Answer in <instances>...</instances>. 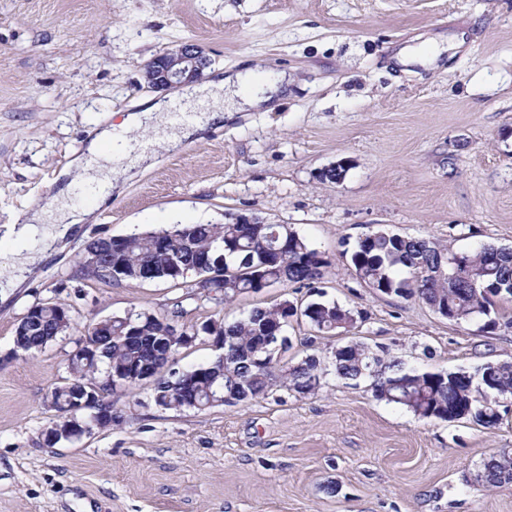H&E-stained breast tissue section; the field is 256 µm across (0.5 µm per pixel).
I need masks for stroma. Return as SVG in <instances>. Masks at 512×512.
Returning <instances> with one entry per match:
<instances>
[{
  "label": "stroma",
  "mask_w": 512,
  "mask_h": 512,
  "mask_svg": "<svg viewBox=\"0 0 512 512\" xmlns=\"http://www.w3.org/2000/svg\"><path fill=\"white\" fill-rule=\"evenodd\" d=\"M456 53L404 71L394 54L416 37ZM210 59L204 79L252 67L292 82L270 112L236 114L173 150L163 131H133L157 163L105 203L58 176L97 125L152 96L141 70L183 43ZM341 182L319 180L339 160ZM49 215L89 207L61 238L40 225L0 237V512H512V483L489 484L483 464L512 448V413L488 430L421 419L377 400L369 381L326 375L302 396L275 388L247 404L204 411L155 405L143 383L113 393L120 423L48 445L56 418L44 397L66 377L76 332L132 310L183 300V325L316 293L352 312L353 328L317 336L304 317L287 328L286 360L328 359L355 339L421 371H474L512 361V306L495 330L451 321L418 297L367 288L345 243L376 229L470 253L512 247V0H0V228L30 201ZM287 224L330 264L318 290L273 286L222 305L188 280L128 286L85 279L86 245L226 214ZM67 304L74 334L27 358L15 328L36 304Z\"/></svg>",
  "instance_id": "obj_1"
}]
</instances>
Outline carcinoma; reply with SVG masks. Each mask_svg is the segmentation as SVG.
<instances>
[{
	"instance_id": "cac0c4a2",
	"label": "carcinoma",
	"mask_w": 512,
	"mask_h": 512,
	"mask_svg": "<svg viewBox=\"0 0 512 512\" xmlns=\"http://www.w3.org/2000/svg\"><path fill=\"white\" fill-rule=\"evenodd\" d=\"M260 236L277 235L288 239V251L277 255L257 245L240 232L236 224H174L169 228L133 233L125 236L123 249L112 261H103L99 270L86 276L98 280L112 277L116 284L137 282L136 272L148 266L152 279L175 281L194 271L197 258L208 256L214 264L224 263V272L195 285L219 303L236 296L274 285H297L313 288L329 261L297 231L286 224H271L259 229ZM167 240L165 251L155 249V242ZM491 245H484L463 255L457 266V252L450 247L423 239L403 237L377 229L359 239L350 252V266L367 287L382 294L416 296L431 309L443 307L454 313L455 320L487 318L486 327L496 328L490 318L496 304H512V249L498 247V258L488 259ZM294 303L285 299L269 307H255L245 317L226 323L214 319L215 334L210 336L218 355L205 365L181 371L175 368L179 350L190 346L186 336L174 334V328L162 320L179 316L183 302L174 299L170 309L156 314L143 311L134 322L141 335L125 336L127 329L119 318L98 327L91 322L84 328V358H68V377L45 396L47 405L76 416L85 433L112 426L106 416L90 418L91 411L79 407L80 387L91 383L112 405V393L131 388L114 378L120 367L156 364L154 401L165 409L202 411L224 403L236 404L262 398L275 387L298 394L318 390L327 372L320 357L312 354L291 364L284 354L291 347L288 336L281 337L274 348L264 329L272 325L288 326V308ZM40 323L26 327L27 335L14 340V356L24 357L39 351L60 338L59 314L65 305L57 302L36 305ZM302 316L322 335L353 325L351 311L327 300H312ZM330 367L345 383L371 379L376 398L399 405L421 419L443 421L471 420L493 429L501 423L500 397L512 394V362L486 363L471 374L466 371L408 370L402 361L384 359L361 342H349L332 351ZM484 474L491 484L512 482V449L504 448L484 463Z\"/></svg>"
}]
</instances>
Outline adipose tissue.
Masks as SVG:
<instances>
[{
  "label": "adipose tissue",
  "mask_w": 512,
  "mask_h": 512,
  "mask_svg": "<svg viewBox=\"0 0 512 512\" xmlns=\"http://www.w3.org/2000/svg\"><path fill=\"white\" fill-rule=\"evenodd\" d=\"M253 70L246 69L224 75L200 87L187 88L184 96L200 102L212 101L213 110L205 121L184 126L167 136L171 148H178L183 141L198 136L205 131L207 124L223 125L226 119L232 118L235 112L250 110H273L276 101L288 87L287 75H280L265 85L252 87ZM167 105L163 100L149 98L143 100L139 109L124 113L121 121L104 126L89 141L88 154L101 157L105 162L113 164L126 159L143 162L145 154L130 155L128 144L124 138L126 132L140 128L146 124L162 125L165 121Z\"/></svg>",
  "instance_id": "1"
}]
</instances>
